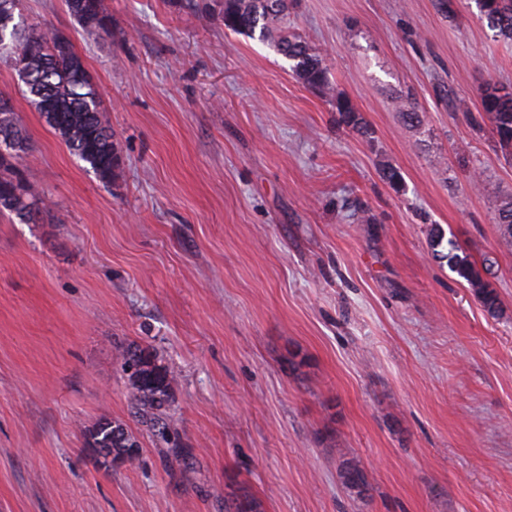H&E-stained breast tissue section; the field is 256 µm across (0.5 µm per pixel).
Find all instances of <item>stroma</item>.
<instances>
[{"label":"stroma","mask_w":512,"mask_h":512,"mask_svg":"<svg viewBox=\"0 0 512 512\" xmlns=\"http://www.w3.org/2000/svg\"><path fill=\"white\" fill-rule=\"evenodd\" d=\"M222 2L103 0L98 37L64 0H22L82 58L122 173L84 169L0 60L45 205L0 217V512H224L241 492L261 512H512V161L471 120L482 83L512 86V41L474 0H289L366 138L226 31ZM435 224L490 260L497 315L434 258ZM128 346L175 374L189 458L137 421ZM102 420L136 437L134 465L91 447ZM340 477L343 485L350 493L365 496L364 492L368 490V483L358 461L353 459L343 460L340 466Z\"/></svg>","instance_id":"1"}]
</instances>
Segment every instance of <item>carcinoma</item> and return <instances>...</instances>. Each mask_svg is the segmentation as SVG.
I'll list each match as a JSON object with an SVG mask.
<instances>
[{
  "mask_svg": "<svg viewBox=\"0 0 512 512\" xmlns=\"http://www.w3.org/2000/svg\"><path fill=\"white\" fill-rule=\"evenodd\" d=\"M476 4L491 30L512 38V0H476ZM66 5L88 33L109 34L103 0H66ZM286 9L287 0H223L222 18L225 28L273 45L291 62V71L298 80L329 99L342 125L363 136L369 135L368 124L357 107L335 91L322 55L283 26ZM0 58L10 61L36 109L64 138L72 154L88 164L99 178L107 182L115 178L120 157L112 132L101 119L98 93L73 44L63 47L59 32L25 22L20 0H0ZM485 86L487 89L480 95L481 121L474 126L480 129L482 122L488 121L494 142L511 160L512 91L502 94L503 86L491 81ZM395 107L405 123H419L418 112L409 98H397ZM7 138L13 139L18 148L0 152V216L27 223L33 216L36 192L23 182L16 166L28 149V142L13 111L0 112V142ZM497 224L501 237L512 242V196L499 200ZM430 243L433 256L447 262L449 269L466 282L488 314H497L500 301L488 280L487 266L472 261L456 242L445 239L444 231L437 225L430 230ZM120 359L130 373V399L138 422L152 436L170 445L172 454L184 455L186 449L171 444L170 371L157 364L156 356L143 348L128 347L120 352ZM90 439L93 447L112 456L114 461L132 462L138 457V441L121 423H98ZM340 477L345 488L358 496L368 488L364 471L356 460L342 461ZM224 512H259V504L244 493L224 499Z\"/></svg>",
  "mask_w": 512,
  "mask_h": 512,
  "instance_id": "obj_1",
  "label": "carcinoma"
}]
</instances>
